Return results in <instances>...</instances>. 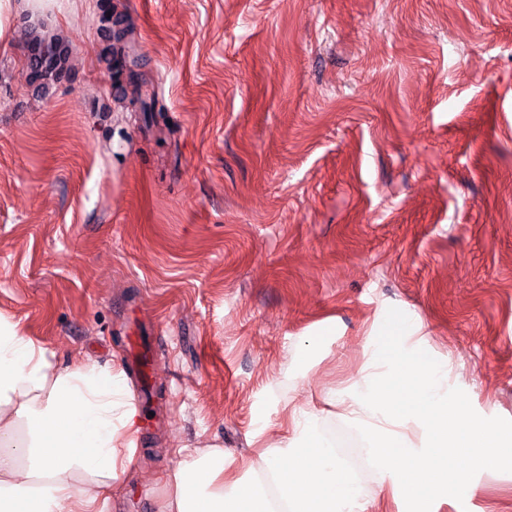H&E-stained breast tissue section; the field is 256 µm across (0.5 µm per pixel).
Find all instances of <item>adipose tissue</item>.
<instances>
[{"mask_svg": "<svg viewBox=\"0 0 512 512\" xmlns=\"http://www.w3.org/2000/svg\"><path fill=\"white\" fill-rule=\"evenodd\" d=\"M136 409L122 370L52 352L0 316V512H99L126 473ZM270 445L262 469L288 512H364L359 489L322 442L312 413ZM160 512H262L248 482L224 478V451L185 460Z\"/></svg>", "mask_w": 512, "mask_h": 512, "instance_id": "adipose-tissue-1", "label": "adipose tissue"}]
</instances>
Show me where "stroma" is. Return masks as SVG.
<instances>
[{
    "label": "stroma",
    "instance_id": "1",
    "mask_svg": "<svg viewBox=\"0 0 512 512\" xmlns=\"http://www.w3.org/2000/svg\"><path fill=\"white\" fill-rule=\"evenodd\" d=\"M100 0L0 42V314L65 364L149 349L106 512H158L195 451L261 484L304 406L373 371L388 308L481 416L512 420V0ZM69 41L35 96L16 31ZM367 512H406L363 465ZM431 512H512L480 471Z\"/></svg>",
    "mask_w": 512,
    "mask_h": 512
}]
</instances>
